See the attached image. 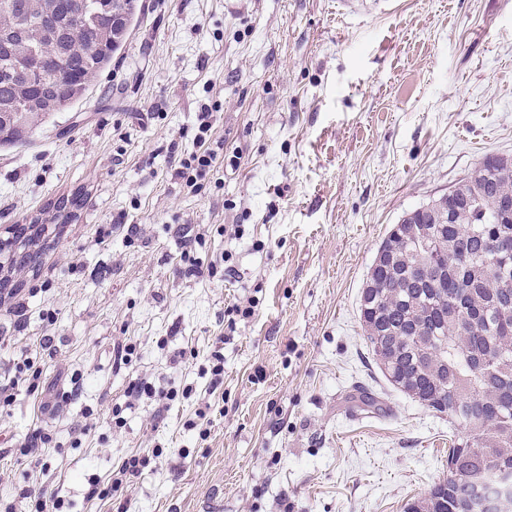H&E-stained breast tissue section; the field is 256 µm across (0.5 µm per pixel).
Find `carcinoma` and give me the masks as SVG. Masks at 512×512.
<instances>
[{
	"label": "carcinoma",
	"instance_id": "cac0c4a2",
	"mask_svg": "<svg viewBox=\"0 0 512 512\" xmlns=\"http://www.w3.org/2000/svg\"><path fill=\"white\" fill-rule=\"evenodd\" d=\"M53 35L15 65L0 43V143L26 137L30 120L68 108L126 41L138 0L114 12L103 0H53ZM451 199L426 204L383 238L360 292L366 346L385 380L465 435L448 450V478L406 512H482L488 473L512 480V278L486 243L512 240V159L487 157ZM446 270L435 275L434 268Z\"/></svg>",
	"mask_w": 512,
	"mask_h": 512
}]
</instances>
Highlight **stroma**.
I'll use <instances>...</instances> for the list:
<instances>
[{
	"mask_svg": "<svg viewBox=\"0 0 512 512\" xmlns=\"http://www.w3.org/2000/svg\"><path fill=\"white\" fill-rule=\"evenodd\" d=\"M139 3L89 91L0 145V240L46 228L37 270L0 254V382L28 358L41 370L38 389L0 402V503L29 512L40 493L116 512L93 483L159 445L129 512H405L447 477L459 432L384 380L359 295L393 224L485 156L512 158V0L353 14L338 0ZM213 102L212 140L242 158L192 193L171 180L170 150L194 151ZM190 228L195 258L232 253L233 274L186 273ZM250 296L258 310L211 385L200 361L225 307ZM120 342L139 348L123 367ZM75 376L81 393L64 399ZM144 377L190 395L136 402L113 427V404ZM362 388L386 414L356 408ZM205 401L203 440L191 423ZM36 431L50 437L41 457L21 454Z\"/></svg>",
	"mask_w": 512,
	"mask_h": 512,
	"instance_id": "obj_1",
	"label": "stroma"
}]
</instances>
